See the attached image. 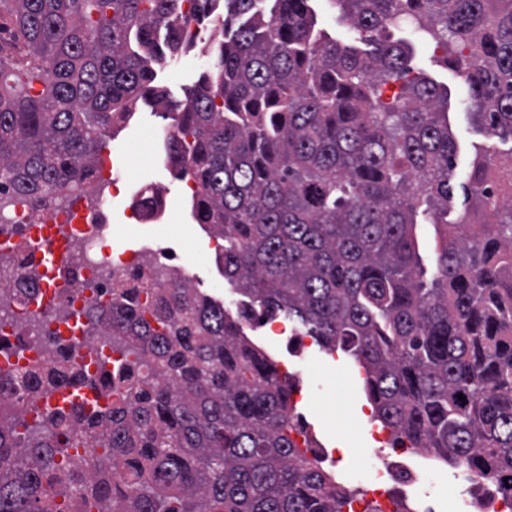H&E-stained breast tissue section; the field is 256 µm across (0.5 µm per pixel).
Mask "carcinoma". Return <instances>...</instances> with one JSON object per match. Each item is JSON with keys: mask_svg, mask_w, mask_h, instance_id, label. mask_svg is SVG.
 Listing matches in <instances>:
<instances>
[{"mask_svg": "<svg viewBox=\"0 0 512 512\" xmlns=\"http://www.w3.org/2000/svg\"><path fill=\"white\" fill-rule=\"evenodd\" d=\"M333 2L357 43L316 28L312 0H192L224 25L177 101L155 79L190 46L182 0H0L22 38L0 43V216L80 188L112 126L153 100L178 112L167 166L244 297L233 312L161 288L143 259L112 283L113 369L0 375V512H339L357 491L291 437L293 386L242 331L256 312L351 355L392 447L486 476L512 505V190L478 153L470 193L502 196L496 223L448 222V92L410 77L413 44L390 30L409 18L468 50L473 114L512 137V0ZM67 388L106 404L26 420L23 398ZM85 444L101 452L71 463Z\"/></svg>", "mask_w": 512, "mask_h": 512, "instance_id": "carcinoma-1", "label": "carcinoma"}]
</instances>
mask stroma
<instances>
[{"label":"stroma","mask_w":512,"mask_h":512,"mask_svg":"<svg viewBox=\"0 0 512 512\" xmlns=\"http://www.w3.org/2000/svg\"><path fill=\"white\" fill-rule=\"evenodd\" d=\"M393 34L413 43L415 74L448 91V120L457 151L452 176L454 207L458 210L471 207L474 201L466 194L465 186L475 152L482 150L497 158L512 155V139L488 137L474 119L462 78L456 69L444 62L445 57L456 55V46L437 47L428 34L403 23L394 28ZM203 68L204 60L198 51L184 52L168 59L158 69L156 83L166 87L173 99L180 100ZM169 123L162 109L139 104L130 121L116 131L109 148L113 176L139 187L155 185L163 188L167 206L173 213L172 220L163 224L145 223L135 230H128L125 212L130 200L118 198L109 213L112 237L122 241L124 249L145 257L160 246L185 252L195 261V290L224 306L235 307L238 296L215 263V239L198 226H194L190 238L181 236L182 225L192 221L185 184L173 178L160 160L161 149L156 140L157 131ZM242 327L246 335L276 362L281 372L290 373L299 389L294 396L295 412L303 420L308 435L316 438L324 448L342 451V460L328 466V473L360 493L372 490L379 475L365 463L376 446L371 434L379 432L385 439L389 433L378 430L372 420V407L363 391L364 373L354 359L340 352H326L309 336L302 345H295L290 339L296 330L292 324L287 325L282 334L258 321L243 322Z\"/></svg>","instance_id":"1"}]
</instances>
